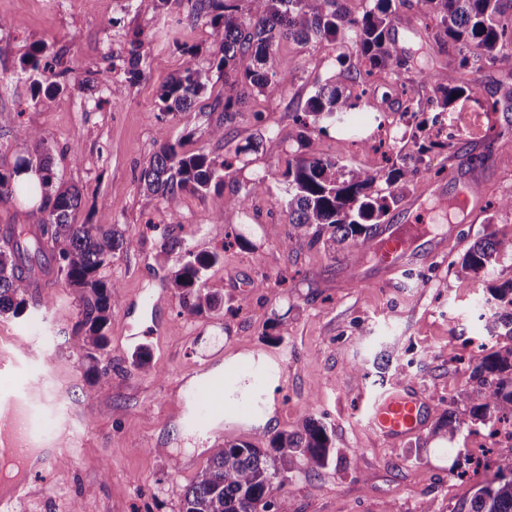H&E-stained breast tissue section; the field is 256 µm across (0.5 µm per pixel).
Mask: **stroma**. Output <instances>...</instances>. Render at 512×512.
<instances>
[{
	"label": "stroma",
	"mask_w": 512,
	"mask_h": 512,
	"mask_svg": "<svg viewBox=\"0 0 512 512\" xmlns=\"http://www.w3.org/2000/svg\"><path fill=\"white\" fill-rule=\"evenodd\" d=\"M0 163L13 164L22 149L20 128L43 132L54 148L59 179L78 186L83 204L76 214L107 213L125 232L127 246L106 271L119 285L118 311L105 330V354L112 360L108 382L91 387L81 352L73 345L78 320L76 293L63 281L31 291L22 317L0 316V346L16 350L15 380L39 384L46 398L34 408L41 430L42 472L37 488L18 512H179L185 488L221 441L268 447L276 434L296 430L307 418L322 422L333 440L326 467L289 473L284 490L292 512H468L490 472L451 475L458 455H470L475 429L456 442L436 430L444 411L468 418L459 396L471 386V372L485 356L512 345L489 332L491 318L481 292L458 272L476 240L512 236V213L492 211L512 194V58L474 73L460 69L453 54L434 43L416 8L398 10L393 36L407 60L399 79L378 75L369 103L394 120L404 99L396 81L411 82L418 69L445 74L449 85H469L467 96L448 112L459 135L454 150L419 153L402 131L381 139L374 127L368 146L346 143L337 130L320 140L323 156L345 169L376 166L371 142L384 140L392 153L415 156L419 182L403 191L416 196L425 181L440 197L429 200V231L442 219L440 201H452L477 179L481 196L451 219L454 238L446 260L421 268L418 276L376 278V259L355 265L341 260L336 244L281 245L288 225V196L281 174L297 149L296 112L319 85L334 80L330 46L280 42L279 69L295 74L288 91L267 97L252 91L233 122L212 110L224 92V77L212 70L216 32L189 21L182 0H0ZM145 35L140 77L122 100L109 88L123 80L113 63L133 32ZM42 41L68 69L69 85L51 103L31 99L33 74L21 59ZM197 48L198 64L209 73L204 97L189 110L168 117L160 109L162 86L182 68L183 50ZM223 124V140L210 129ZM185 141L186 150L230 156L218 193L182 194L166 200L139 182L158 149L160 131ZM458 165L448 177L449 161ZM267 176L270 190L249 208L239 199L254 178ZM240 233L246 246L224 247L225 235ZM197 252L224 247L209 271L224 287L220 308L188 319L180 313V292L170 277L177 254L157 257L163 236ZM425 287H417V278ZM151 357L141 368L139 348ZM363 366L356 378L348 364ZM239 370L254 383L255 411H225L207 430L185 428L193 409L190 393L210 372ZM416 383L427 404L423 432L390 447L368 425L359 404L382 391L397 393Z\"/></svg>",
	"instance_id": "obj_1"
}]
</instances>
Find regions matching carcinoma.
Segmentation results:
<instances>
[{"label": "carcinoma", "mask_w": 512, "mask_h": 512, "mask_svg": "<svg viewBox=\"0 0 512 512\" xmlns=\"http://www.w3.org/2000/svg\"><path fill=\"white\" fill-rule=\"evenodd\" d=\"M187 0V17L203 21L221 35L213 51L212 64L224 74V98L213 108L224 112L221 122L209 131L224 140V124L233 121L248 90L266 96L282 95L295 75L279 69L274 47L281 41L302 44L325 42L336 49V81L319 87L298 117L300 153L281 173L288 191V229L282 243L304 239L311 246L333 242L343 246L342 256L357 263L376 255L375 228L384 222L399 201V190L413 183L421 171L401 157H385L377 168H340L319 149V137L328 128L347 123L350 113L360 108L363 94L342 88L345 78L368 77L376 72L394 73L406 65L401 50L390 37L396 11L408 0H365L362 12L354 15L345 0ZM419 16L434 23L435 44L453 51L462 69L479 70L486 63L512 57V0H417ZM141 34H133L128 50V73L140 74ZM49 48L43 42L31 45L21 60V69L34 74L51 70ZM181 72L168 81L159 96L162 112L175 116L191 108L205 92L209 77L196 60V50H184ZM250 58L242 72L238 63ZM65 68L55 80L31 84L37 103L54 99L64 89ZM405 107L401 114L420 117L410 131L412 138L424 134L421 148H454L452 137L434 139L425 113L448 108L464 94L450 87L438 73H420L418 82L401 83ZM431 95L424 96V90ZM23 155L11 167L0 165V201L39 200L31 214L38 233L27 236L26 225L10 224L0 235V314L21 317L29 307L26 274L50 254L57 276L78 293L79 319L74 327L77 346L89 361L90 387L108 378L110 364L99 357L107 345L104 329L118 309V284L102 276V269L123 249L124 232L105 214L95 222L79 224L76 212L81 192L57 181L53 169V147L35 129L21 131ZM226 158L203 152H188L181 139L161 136L158 152L140 173V183L164 198L182 193L204 194L224 185ZM267 177L252 180L240 198L249 202L268 193ZM512 255V237L487 238L475 242L461 258L460 273L494 302L492 328L512 341V284H492L491 271L501 255ZM219 251L196 253L182 248L173 287L181 290L180 314L188 319L216 308L223 286L210 281L207 272L220 262ZM471 389L460 396L469 405L474 421L495 422L512 418V346L494 352L477 364ZM464 421L444 415L438 429L448 442L462 434ZM332 440L324 424L308 419L296 430L280 433L271 449L257 448L244 441H226L212 448L207 465L184 491L180 512H291L282 493L287 473L297 468L313 471L327 465ZM470 512H512V456L496 461L493 478L479 487L470 501Z\"/></svg>", "instance_id": "obj_1"}]
</instances>
